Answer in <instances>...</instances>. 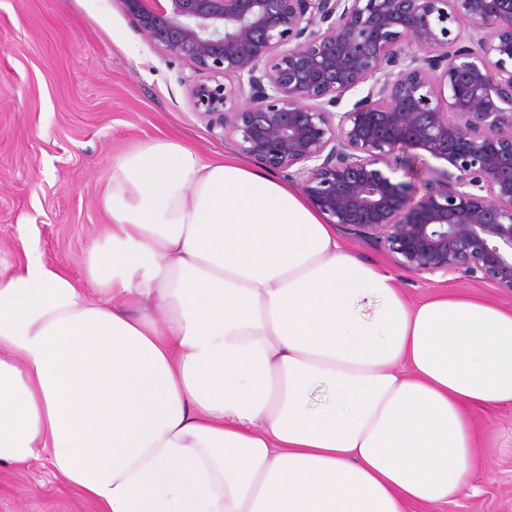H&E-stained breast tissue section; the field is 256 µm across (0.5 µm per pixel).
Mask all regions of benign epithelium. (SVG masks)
Segmentation results:
<instances>
[{
  "label": "benign epithelium",
  "mask_w": 512,
  "mask_h": 512,
  "mask_svg": "<svg viewBox=\"0 0 512 512\" xmlns=\"http://www.w3.org/2000/svg\"><path fill=\"white\" fill-rule=\"evenodd\" d=\"M119 2L192 63L212 135L287 173L329 223L416 276L512 293V0ZM398 148L449 164L436 192L417 201L381 167Z\"/></svg>",
  "instance_id": "7a95c632"
}]
</instances>
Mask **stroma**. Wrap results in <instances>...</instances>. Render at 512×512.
Wrapping results in <instances>:
<instances>
[{"label": "stroma", "instance_id": "35a3bbf8", "mask_svg": "<svg viewBox=\"0 0 512 512\" xmlns=\"http://www.w3.org/2000/svg\"><path fill=\"white\" fill-rule=\"evenodd\" d=\"M136 54H129V47ZM193 67L149 44L119 0H0V267L22 258L27 232L46 260L83 278L88 246L110 223L100 205L113 159L169 138L202 158L237 156L196 114L182 83ZM387 162L418 196L436 191L443 161L417 150ZM419 303L452 290L512 307V293L451 274L395 269ZM468 417L483 461L473 491L409 512H512V406ZM0 512H103L44 464L0 466Z\"/></svg>", "mask_w": 512, "mask_h": 512}]
</instances>
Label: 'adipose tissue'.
I'll use <instances>...</instances> for the list:
<instances>
[{"label": "adipose tissue", "mask_w": 512, "mask_h": 512, "mask_svg": "<svg viewBox=\"0 0 512 512\" xmlns=\"http://www.w3.org/2000/svg\"><path fill=\"white\" fill-rule=\"evenodd\" d=\"M84 280L0 269V466L104 512H407L461 495L512 406V308L410 303L291 183L158 139L119 155Z\"/></svg>", "instance_id": "obj_1"}]
</instances>
